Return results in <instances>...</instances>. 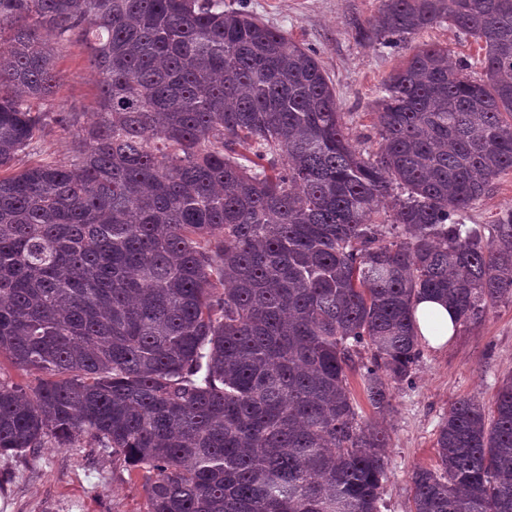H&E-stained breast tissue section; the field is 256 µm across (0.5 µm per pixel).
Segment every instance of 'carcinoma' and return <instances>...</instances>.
I'll use <instances>...</instances> for the list:
<instances>
[{
	"mask_svg": "<svg viewBox=\"0 0 512 512\" xmlns=\"http://www.w3.org/2000/svg\"><path fill=\"white\" fill-rule=\"evenodd\" d=\"M448 23L483 78L425 45L383 82L371 139L316 54L224 0H0V170L55 124L45 35L99 94L66 163L0 175V454L88 437L146 472L147 512H381L391 408L421 357L413 302L455 326L512 299V0H384L364 44ZM390 205L387 221L377 215ZM366 360L357 361L362 351ZM413 512H512V377L492 419L453 402ZM512 208V171L502 174L492 192L468 211L467 224H495L501 212ZM0 362V377L24 388H34L41 379L45 378L44 375L39 373L17 370L5 358H1Z\"/></svg>",
	"mask_w": 512,
	"mask_h": 512,
	"instance_id": "cac0c4a2",
	"label": "carcinoma"
}]
</instances>
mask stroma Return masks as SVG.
<instances>
[{
    "label": "stroma",
    "mask_w": 512,
    "mask_h": 512,
    "mask_svg": "<svg viewBox=\"0 0 512 512\" xmlns=\"http://www.w3.org/2000/svg\"><path fill=\"white\" fill-rule=\"evenodd\" d=\"M224 4L244 7L267 26L316 51L355 137L370 133L369 113L383 81L417 46L447 47L452 61L469 63L471 77L482 75L479 44L445 23L397 44L359 43L351 31L352 21H376L382 0H224ZM54 54L59 75L56 103L92 113L98 89L86 49L60 42ZM71 139V132L51 127L15 160L14 170L45 158L68 159ZM508 208H512V171L502 174L492 192L476 202L467 221L493 224ZM511 375L509 300L490 307L479 325L460 328L445 347H423L412 386L395 390L386 413L374 412L359 377L350 375L361 421L389 435L381 489L384 512H411L410 476L419 467L436 468V434L449 406L463 397L491 405L503 379ZM144 483L143 471L129 469L87 438L70 448H44L20 457L0 455V512H147Z\"/></svg>",
    "instance_id": "obj_1"
}]
</instances>
